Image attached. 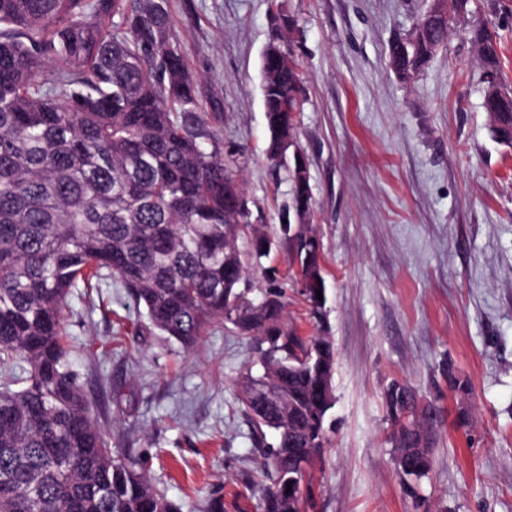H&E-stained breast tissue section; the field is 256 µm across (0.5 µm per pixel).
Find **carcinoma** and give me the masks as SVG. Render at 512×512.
Segmentation results:
<instances>
[{
	"label": "carcinoma",
	"instance_id": "obj_1",
	"mask_svg": "<svg viewBox=\"0 0 512 512\" xmlns=\"http://www.w3.org/2000/svg\"><path fill=\"white\" fill-rule=\"evenodd\" d=\"M389 48L399 80L443 47L455 15ZM286 17L263 55L267 159L296 137L301 72L285 50ZM484 69L483 107L494 138L512 148V96L498 93L496 40L468 31ZM204 110L201 85L174 38L164 0H0V512H181L91 418L69 362L62 312L72 291L104 281L146 312L143 329L183 349L226 322L251 340L262 372H247L238 401L257 432H279L261 468L263 512H302V462L327 442L336 354L327 336L304 340L276 291L249 297L238 239L252 256L267 239ZM292 208L310 212V182L291 176ZM300 294L316 318L325 301L314 231L288 237ZM394 451L431 448L412 390L386 397Z\"/></svg>",
	"mask_w": 512,
	"mask_h": 512
}]
</instances>
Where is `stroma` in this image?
<instances>
[{
	"label": "stroma",
	"mask_w": 512,
	"mask_h": 512,
	"mask_svg": "<svg viewBox=\"0 0 512 512\" xmlns=\"http://www.w3.org/2000/svg\"><path fill=\"white\" fill-rule=\"evenodd\" d=\"M433 0H166L207 111L218 113L245 195L268 235L288 216L286 166L266 158L262 55L274 17H293L305 91L297 140L322 243V321L290 278L286 246L248 262L277 285L301 336H331L335 405L306 512H512V149L492 136L482 69L466 36L493 27L512 87V0H471L408 83L388 48ZM279 271L276 283L262 268ZM125 288L75 291L64 312L71 368L108 439L140 459L182 512H261L268 486L237 401L248 339L217 323L194 350L138 334ZM409 386L430 410L432 469L418 498L393 461L385 395ZM468 412L461 422L460 412Z\"/></svg>",
	"instance_id": "stroma-1"
}]
</instances>
